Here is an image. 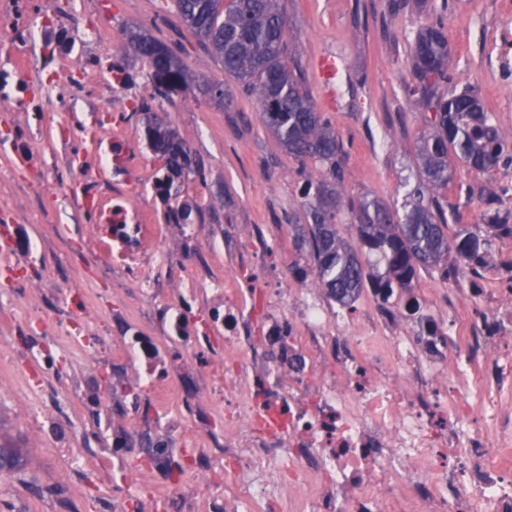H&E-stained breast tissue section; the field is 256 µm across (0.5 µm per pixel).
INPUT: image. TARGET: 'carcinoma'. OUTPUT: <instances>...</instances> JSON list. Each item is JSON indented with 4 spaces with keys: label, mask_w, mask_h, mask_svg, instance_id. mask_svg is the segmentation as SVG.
<instances>
[{
    "label": "carcinoma",
    "mask_w": 512,
    "mask_h": 512,
    "mask_svg": "<svg viewBox=\"0 0 512 512\" xmlns=\"http://www.w3.org/2000/svg\"><path fill=\"white\" fill-rule=\"evenodd\" d=\"M176 7L204 51L224 65V73L242 94L257 101L262 122L288 155L315 166V176L299 171L308 223L295 225L293 243L309 264L296 267L295 278L313 274L319 287L346 307L367 288L386 303L396 296L404 298L423 269L436 270L446 279L462 262L474 276H483L490 266L491 237H512V214L488 201L482 216L485 231L461 228L450 234L441 192L453 182L458 166L491 172L508 153L512 137L492 123L474 88L444 92L450 81L444 24L419 29L411 43L408 91L416 97L430 131L417 143L418 185L408 192L400 214L366 197L356 204L342 203L338 186L347 174L343 145L319 111L301 68L286 62L285 0H176ZM123 40L146 64L152 96L196 90L207 100L230 104L224 84L193 80L165 43L140 28L125 29ZM136 111L144 113L148 145L168 173L157 186V194L167 199L174 177L186 170L199 176L202 169L191 167L190 152L170 128L166 114L151 111L144 101ZM345 211L356 226L353 242L339 234L338 219Z\"/></svg>",
    "instance_id": "cac0c4a2"
}]
</instances>
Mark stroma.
I'll return each mask as SVG.
<instances>
[{
  "mask_svg": "<svg viewBox=\"0 0 512 512\" xmlns=\"http://www.w3.org/2000/svg\"><path fill=\"white\" fill-rule=\"evenodd\" d=\"M287 13L290 60L308 70L330 51L345 63L334 80V99H327L318 83L310 85L344 145L348 175L340 192L345 200L374 197L399 209L417 183L416 148L426 126L405 87L411 80L410 43L422 25L440 21L447 30L449 89L476 88L493 123L512 134V0H428L422 12L413 0H402L396 12L391 0H288ZM103 22L110 26L111 39L104 72H111L116 61L143 72L142 62L125 53L122 36L125 27L140 26L166 44H185L182 62L190 75L224 79L222 64L197 48L173 0H89L84 26ZM161 109L205 172L201 179L193 174L175 179L169 201L153 193L141 200L154 213L157 243L176 259L167 272L170 287H182V266L200 253L209 256L210 274L223 275L228 240L245 252L267 251L293 297L314 287L313 279L292 275L295 266L307 263L293 245L289 225L290 219L303 217L300 165L266 129L254 100L235 94L227 111L185 92L162 101ZM64 136L75 150L90 138L107 143L116 136L141 139L144 120L127 112L64 110L50 90L37 112L19 111L14 98L0 99V142L8 144L0 150V225L39 243L38 250L17 259L24 279L1 294L22 316L36 308L32 295L45 281L66 293L86 294L85 327L105 328L118 351L127 329L114 324L112 315L134 303L136 290L128 282L113 285L110 269L126 262L127 251L105 236L95 215L73 208L65 197L72 172L60 157L58 141ZM44 163L52 165L55 180L35 200L20 186L31 167ZM491 192L501 209L512 212V161L502 160L489 174L458 168L443 197L450 223L474 228L481 221L482 199ZM187 201L201 210L192 219L197 233L191 238L183 225L166 218L168 204ZM57 211L65 213V223H42L44 213ZM491 252L492 265L477 281L462 265L446 279L421 272L413 288L424 311L441 318L452 310L466 317L472 285L512 286L506 270L512 238L493 239ZM15 343L0 332V448L12 454L0 482V512H51L68 467L64 449L96 447L111 453L113 429L132 423L152 425L154 437L166 439L155 415L132 409L128 398L130 390L142 387V364L115 369L88 358L77 367L59 353L54 363L36 365L11 356ZM35 368L38 386H22L23 375ZM74 485L81 491L82 512H101L105 500H145L137 483L96 468L80 472Z\"/></svg>",
  "mask_w": 512,
  "mask_h": 512,
  "instance_id": "obj_1",
  "label": "stroma"
}]
</instances>
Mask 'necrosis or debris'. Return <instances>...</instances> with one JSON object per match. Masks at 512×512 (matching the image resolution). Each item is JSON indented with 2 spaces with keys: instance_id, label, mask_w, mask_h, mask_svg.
Masks as SVG:
<instances>
[{
  "instance_id": "1",
  "label": "necrosis or debris",
  "mask_w": 512,
  "mask_h": 512,
  "mask_svg": "<svg viewBox=\"0 0 512 512\" xmlns=\"http://www.w3.org/2000/svg\"><path fill=\"white\" fill-rule=\"evenodd\" d=\"M66 2L40 0L32 15L27 0H0V27L16 31L19 46L0 70V95L20 108L38 111L42 99L19 80L36 66L26 48L44 22L65 26ZM71 35L51 62L63 100L75 80L99 78L83 64L87 45L101 55L109 45L103 26ZM73 170L74 204H111L113 238L137 249L134 266L112 268L140 290L122 357L144 363L155 413L181 444L179 469H162L138 427L124 439L165 503L180 512H512V348L485 357L512 330L511 288L478 291L479 317L434 320L419 353L372 317L380 296L336 309L311 293L291 299L265 274V258L239 254L222 277L188 275L192 295L224 299L223 314L194 317L155 273L161 250L141 248L155 230L137 204L157 184L151 163L116 141L80 155ZM155 321L162 335H147ZM331 332L346 351L329 365ZM448 357L456 371L443 380L433 363ZM188 393L203 400L186 426L170 405ZM188 430L197 441L186 446Z\"/></svg>"
}]
</instances>
